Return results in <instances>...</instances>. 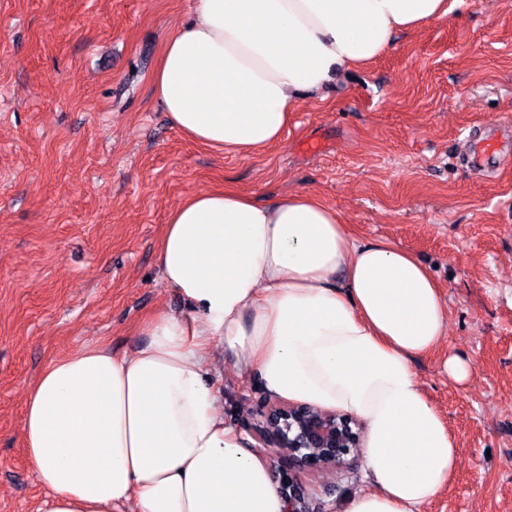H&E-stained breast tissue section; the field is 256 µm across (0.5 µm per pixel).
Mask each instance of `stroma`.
<instances>
[{
  "label": "stroma",
  "mask_w": 512,
  "mask_h": 512,
  "mask_svg": "<svg viewBox=\"0 0 512 512\" xmlns=\"http://www.w3.org/2000/svg\"><path fill=\"white\" fill-rule=\"evenodd\" d=\"M366 67L297 101L285 145L218 155L173 127L152 89L192 0H0V512L44 496L22 444L26 391L89 343H143L182 313L157 247L187 196L229 183L259 201L307 190L363 239L412 252L445 289L446 340L414 370L460 443L425 512H512V0H453ZM500 154L483 173L475 139ZM473 371L455 382L442 362ZM226 423L273 397L225 361ZM362 460L305 474L318 512L366 487Z\"/></svg>",
  "instance_id": "35a3bbf8"
}]
</instances>
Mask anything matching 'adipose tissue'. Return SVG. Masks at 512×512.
<instances>
[{
    "label": "adipose tissue",
    "instance_id": "adipose-tissue-1",
    "mask_svg": "<svg viewBox=\"0 0 512 512\" xmlns=\"http://www.w3.org/2000/svg\"><path fill=\"white\" fill-rule=\"evenodd\" d=\"M448 0H193L165 44L154 93L172 126L219 153L282 142L298 92L380 57ZM158 261L190 305L138 327L114 357L88 345L51 361L24 401L41 512H285L268 458L224 422L211 347L291 404L361 420L371 487L347 512H422L458 443L412 363L442 341V286L385 239L349 234L309 191L268 203L224 186L167 216Z\"/></svg>",
    "mask_w": 512,
    "mask_h": 512
}]
</instances>
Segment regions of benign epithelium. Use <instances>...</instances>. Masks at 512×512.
<instances>
[{"label":"benign epithelium","instance_id":"benign-epithelium-1","mask_svg":"<svg viewBox=\"0 0 512 512\" xmlns=\"http://www.w3.org/2000/svg\"><path fill=\"white\" fill-rule=\"evenodd\" d=\"M258 415L256 430L262 447L273 449L279 481L291 491L287 512H306V491L297 473L318 470L320 452L332 458L333 466H348L352 449L359 447V424L350 419L333 423L306 417L293 404H263Z\"/></svg>","mask_w":512,"mask_h":512}]
</instances>
